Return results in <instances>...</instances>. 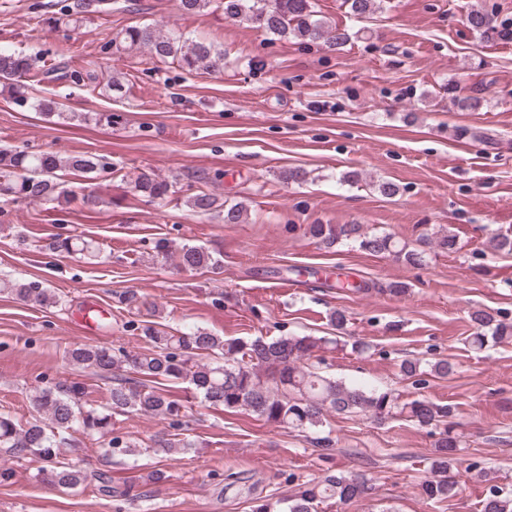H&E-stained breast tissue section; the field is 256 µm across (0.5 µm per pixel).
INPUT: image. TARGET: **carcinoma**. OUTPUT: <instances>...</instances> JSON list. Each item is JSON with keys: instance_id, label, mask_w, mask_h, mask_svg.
<instances>
[{"instance_id": "carcinoma-1", "label": "carcinoma", "mask_w": 512, "mask_h": 512, "mask_svg": "<svg viewBox=\"0 0 512 512\" xmlns=\"http://www.w3.org/2000/svg\"><path fill=\"white\" fill-rule=\"evenodd\" d=\"M350 14L362 18L379 8L381 0H345ZM104 0H75L64 4L59 14L70 18L79 14L98 13ZM224 14L245 21L254 28L278 37L291 35L309 41H323L331 46L347 42L349 35L338 26H329L315 18L313 0H223ZM469 27L483 35L497 30L496 17L483 8L467 15ZM119 47L145 49L159 60L172 58L188 70H209L220 67L223 54L213 44L189 41L175 31L161 33L153 27H130L121 32ZM67 73L53 66L41 72L34 70L31 58L20 53L0 50V94L15 105L30 107L46 116L84 121L89 116H66L59 103L30 95L31 84L42 79L61 80ZM112 169L110 163L97 155H72L65 159L53 153H31L24 150L0 149V197H13L30 202H53L60 199L82 209L99 204L92 194L75 193L63 187L64 175L90 174ZM133 189L152 200H165L176 193L175 185L157 175L141 171ZM187 205L196 213L208 214L224 210V223L238 224L244 206L236 203L228 208L218 197L198 190L186 197ZM310 237L324 243L341 238L353 242L372 255H389L418 266L424 262L425 251L400 243L391 234H375L361 224H310ZM45 249L54 253L93 254L98 250L93 241L59 236ZM175 267L191 271L212 268L218 260L204 247L184 245L166 255ZM8 291L24 301L57 304L59 297L34 281H14ZM477 327L489 328L491 335L481 331L470 337V347L483 350L491 340L512 339V325L496 319L485 310L470 315ZM126 328L136 333L148 349L131 353L122 347L111 348L83 344L66 352L69 362L92 369L97 375L113 380L106 404L85 406L83 388L77 384L45 385L36 388L31 398L39 418L23 427L9 416L0 415V451L9 456L30 452L40 457L45 466L39 470L41 480L54 486L78 490L93 485L105 497L123 502L131 496L133 485L116 482L102 470H88L78 465L63 466L57 461L59 450L67 445L66 434L79 422L98 435L106 455L123 454L136 447L132 441L112 435V418L131 410L155 417L172 419L170 426H181L176 419L180 405L146 385L144 379L172 378L188 383L212 407L224 410L245 409L256 417L278 426L301 430H323L332 415L364 414L381 423L403 419L420 427L435 430L431 462L432 476L420 485L421 494L431 500L451 496L460 471L463 449L462 434L453 421V409L426 397H409L393 390L369 391L356 384L332 379L316 371L312 359L316 353L331 347L338 340L324 336L255 337L244 341L226 339L202 329L172 334L154 322L131 320ZM404 377L412 384H425L421 361L407 359L400 365ZM158 448L172 451L190 448L192 443L173 434L171 438L154 440ZM370 481L362 474L339 473L303 486L290 500L287 512H315L318 504L335 500L341 503L365 497ZM481 512H512V493L492 485L481 504Z\"/></svg>"}]
</instances>
